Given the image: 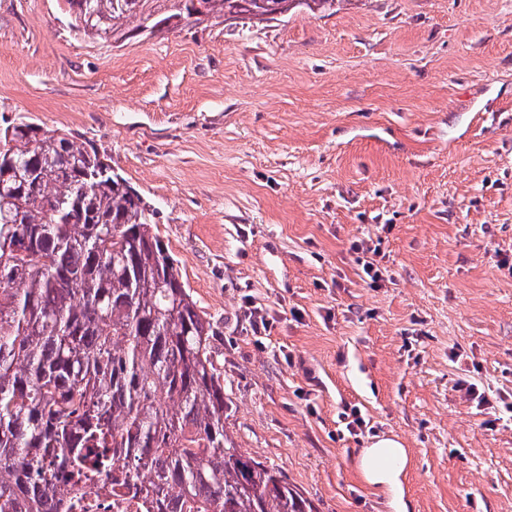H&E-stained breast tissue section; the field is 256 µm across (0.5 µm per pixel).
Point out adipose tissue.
<instances>
[{"instance_id": "adipose-tissue-1", "label": "adipose tissue", "mask_w": 512, "mask_h": 512, "mask_svg": "<svg viewBox=\"0 0 512 512\" xmlns=\"http://www.w3.org/2000/svg\"><path fill=\"white\" fill-rule=\"evenodd\" d=\"M408 465L407 449L389 438L376 440L358 456V470L364 480L388 491L401 487Z\"/></svg>"}]
</instances>
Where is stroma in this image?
Wrapping results in <instances>:
<instances>
[{
    "label": "stroma",
    "mask_w": 512,
    "mask_h": 512,
    "mask_svg": "<svg viewBox=\"0 0 512 512\" xmlns=\"http://www.w3.org/2000/svg\"><path fill=\"white\" fill-rule=\"evenodd\" d=\"M20 118L156 210L228 432L315 512H398L357 468L381 437L409 452L407 512H512V415L455 388L512 394V0H343L116 47L66 0H0V125ZM376 235L380 288L348 251Z\"/></svg>",
    "instance_id": "35a3bbf8"
}]
</instances>
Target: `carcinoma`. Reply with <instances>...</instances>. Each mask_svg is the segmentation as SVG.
I'll return each mask as SVG.
<instances>
[{
  "instance_id": "cac0c4a2",
  "label": "carcinoma",
  "mask_w": 512,
  "mask_h": 512,
  "mask_svg": "<svg viewBox=\"0 0 512 512\" xmlns=\"http://www.w3.org/2000/svg\"><path fill=\"white\" fill-rule=\"evenodd\" d=\"M106 41L149 0H66ZM258 22L338 0H203ZM96 149L30 122L0 129V512H62L67 488L122 469L169 512H313L224 425L213 323L152 232L156 211Z\"/></svg>"
}]
</instances>
